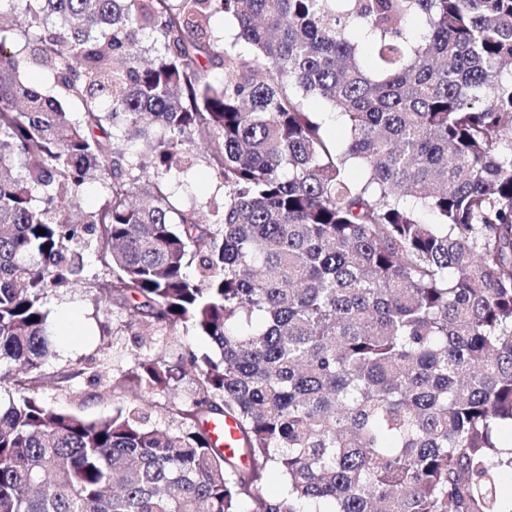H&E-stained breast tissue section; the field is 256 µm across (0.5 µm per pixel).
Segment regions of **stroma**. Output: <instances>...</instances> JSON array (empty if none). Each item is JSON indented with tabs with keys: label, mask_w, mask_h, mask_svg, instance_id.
I'll list each match as a JSON object with an SVG mask.
<instances>
[{
	"label": "stroma",
	"mask_w": 512,
	"mask_h": 512,
	"mask_svg": "<svg viewBox=\"0 0 512 512\" xmlns=\"http://www.w3.org/2000/svg\"><path fill=\"white\" fill-rule=\"evenodd\" d=\"M44 308L53 354L42 371L55 383L42 392V402L87 420L111 417L120 407L113 381L131 367L134 357L160 351L175 364L186 359L188 352L201 355L210 350L200 336L173 343L160 335L142 336L125 328L121 311L103 312L99 300L81 283L49 292Z\"/></svg>",
	"instance_id": "obj_1"
}]
</instances>
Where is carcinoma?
<instances>
[{
    "label": "carcinoma",
    "mask_w": 512,
    "mask_h": 512,
    "mask_svg": "<svg viewBox=\"0 0 512 512\" xmlns=\"http://www.w3.org/2000/svg\"><path fill=\"white\" fill-rule=\"evenodd\" d=\"M17 11L0 23V512H502L512 0H0ZM193 149L216 195L184 208ZM94 180L100 207L63 217ZM85 248L106 277L84 275ZM82 280L130 329L209 341L177 428L151 422L186 377L159 353L122 373L109 418L43 404L44 299ZM226 416L230 450L206 427Z\"/></svg>",
    "instance_id": "1"
}]
</instances>
